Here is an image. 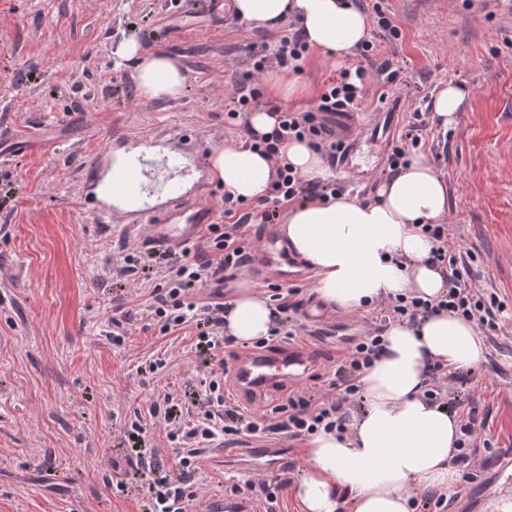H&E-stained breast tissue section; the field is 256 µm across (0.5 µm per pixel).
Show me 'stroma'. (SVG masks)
Segmentation results:
<instances>
[{
	"mask_svg": "<svg viewBox=\"0 0 512 512\" xmlns=\"http://www.w3.org/2000/svg\"><path fill=\"white\" fill-rule=\"evenodd\" d=\"M399 40L380 43L400 72L386 102L374 72L350 116L359 143L337 184L373 201L390 175L388 148L370 138L386 126L399 136L411 112L426 110L447 81L468 89L447 139L428 123L423 150L448 185L445 222L463 249L480 257L475 285L509 306L502 333L484 339L485 360L457 373L450 396L473 398L483 426L477 449L457 471L480 470L488 454H512V0H384ZM278 29L236 27L231 13L187 17L171 0H0V129L36 124L54 145L0 156V512H142L149 496L123 445L127 425L162 392H190L197 377L192 329L159 336L144 304L170 272L149 261L136 234L105 225L89 211L86 169L102 150L156 147L147 159L146 201L160 203L170 183L198 189L220 204L224 187L197 167L217 147L240 142L225 125L224 101L246 79V44L275 45ZM165 51L183 70L174 99L140 95L132 64L116 47ZM278 69L262 78L265 100L312 108L332 79L325 53L311 51L297 94L276 92ZM134 279L118 276L125 261ZM318 358L305 386L317 391L342 349L301 328ZM166 358L153 373V358ZM259 440H226L222 465L205 464L200 512L223 504L232 478L261 474L282 482L280 512H301L292 487L306 466L290 443L287 466H257L243 449Z\"/></svg>",
	"mask_w": 512,
	"mask_h": 512,
	"instance_id": "35a3bbf8",
	"label": "stroma"
}]
</instances>
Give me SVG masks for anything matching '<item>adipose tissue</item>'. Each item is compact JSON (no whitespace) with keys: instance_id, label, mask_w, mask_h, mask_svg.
<instances>
[{"instance_id":"1","label":"adipose tissue","mask_w":512,"mask_h":512,"mask_svg":"<svg viewBox=\"0 0 512 512\" xmlns=\"http://www.w3.org/2000/svg\"><path fill=\"white\" fill-rule=\"evenodd\" d=\"M230 8L240 21L267 27L298 16L309 46L330 52L337 68L369 37L367 17L354 0H231ZM117 53L136 59L134 80L144 96L182 94L186 77L163 51L143 56L128 40ZM283 150L303 180L331 178L308 142L294 139ZM208 164L233 198L253 201L270 188L271 161L243 145L213 149ZM447 214L448 187L429 156L418 152L381 185L378 201L347 194L309 199L289 209L281 231L310 266L318 299L357 311L390 296L433 300L442 294L448 274L430 263L433 243L421 227ZM272 319L271 303L243 281L227 302L224 333L248 345L268 334ZM484 359L476 327L454 312L428 314L414 326L390 324L381 356L358 380L363 407L352 414L348 431L320 430L303 444L307 467L293 487L303 512H337L343 499L352 512H409L408 487L451 488L458 421L447 407L426 401V368L440 361L466 371Z\"/></svg>"}]
</instances>
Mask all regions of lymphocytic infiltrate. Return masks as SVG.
<instances>
[{
  "mask_svg": "<svg viewBox=\"0 0 512 512\" xmlns=\"http://www.w3.org/2000/svg\"><path fill=\"white\" fill-rule=\"evenodd\" d=\"M247 50L253 59L250 79L234 87L225 107L227 119L240 122L247 121L253 108L260 104V76L273 66L301 71L309 46L298 19L294 18L281 27L272 52L254 44L248 45ZM364 97L363 85L345 70L338 80L326 86L315 110L278 108V127L274 133L249 134L247 145L259 149L273 163L274 178L267 195L249 205L225 198L224 221L208 226L206 246L183 248L170 277L153 288L147 312L156 321L160 335L196 328L195 350L201 372L192 402H184L175 392L160 394L151 401L146 416L136 417L130 423L129 438L139 440L146 431L147 419L162 421L167 439L178 450L177 462L170 469L156 464L163 454L161 448L153 446L136 453L135 472L148 480L151 490L150 512H192L199 498L195 477L214 442L242 434L257 439L278 434L287 440H297L322 428L345 430L358 392L357 380L382 350L380 329L356 337L344 352L333 379L318 393L293 389L280 404L247 413L224 396V385L240 358L232 349L233 337L224 333V306L200 301L194 288L210 281L223 282L225 272L245 271L255 250L246 235L250 216L258 215L268 221L274 219L279 207L296 200L327 197L326 185L302 182L294 174L281 147L289 139H305L323 156L335 159L345 143L331 129L332 118L339 112L354 111ZM422 230L435 242L431 261L448 271V289L440 299L431 302L414 296L388 299L384 306L388 317L413 322L431 312L451 310L486 333L500 331L496 314L504 310L505 303L497 293L473 287L472 265L450 237L447 225L426 224Z\"/></svg>",
  "mask_w": 512,
  "mask_h": 512,
  "instance_id": "f902f5d3",
  "label": "lymphocytic infiltrate"
}]
</instances>
